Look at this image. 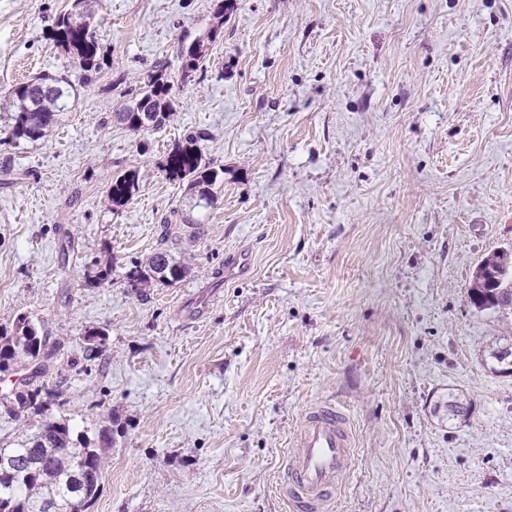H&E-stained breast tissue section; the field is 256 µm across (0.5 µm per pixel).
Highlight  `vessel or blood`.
I'll return each mask as SVG.
<instances>
[{"instance_id": "b4317fda", "label": "vessel or blood", "mask_w": 512, "mask_h": 512, "mask_svg": "<svg viewBox=\"0 0 512 512\" xmlns=\"http://www.w3.org/2000/svg\"><path fill=\"white\" fill-rule=\"evenodd\" d=\"M279 493L296 512H324L353 456L347 416L335 405H311L294 437Z\"/></svg>"}]
</instances>
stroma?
Segmentation results:
<instances>
[{"label":"stroma","mask_w":512,"mask_h":512,"mask_svg":"<svg viewBox=\"0 0 512 512\" xmlns=\"http://www.w3.org/2000/svg\"><path fill=\"white\" fill-rule=\"evenodd\" d=\"M217 3L96 0L110 68L46 137L0 142V329L45 336L52 416L116 429L89 512H290L285 456L323 401L355 438L325 512H512V373L488 358L512 318L467 293L512 247V0H238L173 120L118 123ZM66 5L0 0V94L62 70ZM189 131L224 170L206 207L162 169ZM162 249L185 276L128 288ZM94 259L109 282L87 285ZM139 173L135 170L124 171L112 179L107 197L112 210L125 207L139 188Z\"/></svg>","instance_id":"35a3bbf8"}]
</instances>
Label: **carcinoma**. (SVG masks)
<instances>
[{"instance_id":"carcinoma-1","label":"carcinoma","mask_w":512,"mask_h":512,"mask_svg":"<svg viewBox=\"0 0 512 512\" xmlns=\"http://www.w3.org/2000/svg\"><path fill=\"white\" fill-rule=\"evenodd\" d=\"M236 10V0H220L214 25L203 38L183 41L177 49L180 60L178 77L168 72L169 62L160 60L148 71L146 89L126 90L131 103L114 113V118L133 131L155 130L166 125L175 114L173 90L175 81H201L207 76V56L212 43L223 34L224 17ZM49 38L68 56L70 68L41 73L15 86L0 99V112L10 113L11 125L5 131L10 142L37 141L55 125L59 113L68 109L70 99L79 88L94 81L107 65L89 13V0H69V7L58 15L49 29ZM80 73L79 81L71 80L70 69ZM202 137L191 132L168 153L164 172L175 182L187 183L198 190L200 200L211 203L219 171L206 159ZM139 188V173L125 171L112 179L107 190L111 209L126 206ZM113 265L95 261L86 266L85 281L100 285L112 276ZM185 274L184 268L165 251L151 256L148 264L130 268L125 278L132 288H146L150 283H175ZM470 303L481 311L493 310L502 316L512 315V250L502 249L484 257L476 267L468 288ZM45 339L36 324L25 314L16 317L11 333L0 331V364L30 358L36 361L32 376L23 388L13 393L11 410L18 414L27 410L41 415L46 411L51 392L33 378L46 373ZM490 359L501 371L512 373V343L506 342L490 350ZM111 447L108 430L98 435L94 444L83 435L73 436L69 424L52 416L45 417L38 431L11 449L18 460L37 463L29 470L23 466L15 473L0 475V512H88L100 490L104 451Z\"/></svg>"}]
</instances>
